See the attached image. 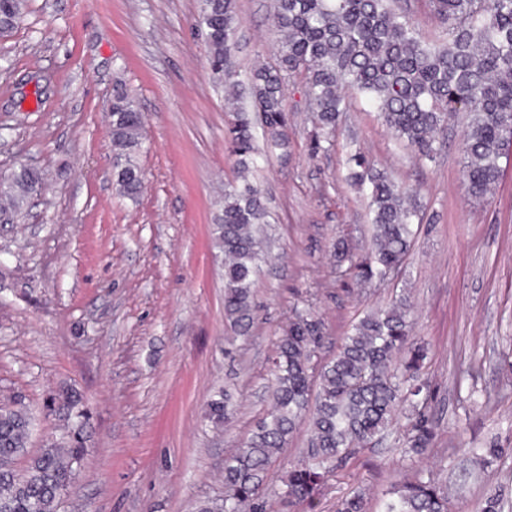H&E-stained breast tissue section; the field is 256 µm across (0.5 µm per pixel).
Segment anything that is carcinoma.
Returning a JSON list of instances; mask_svg holds the SVG:
<instances>
[{"mask_svg": "<svg viewBox=\"0 0 512 512\" xmlns=\"http://www.w3.org/2000/svg\"><path fill=\"white\" fill-rule=\"evenodd\" d=\"M393 0H276L272 17L279 35L276 65L253 69L248 94L259 112L267 140L288 145L284 84L305 81L315 112V148L334 137L345 90L366 97L386 127L420 156L432 158L448 118L463 111L469 122L463 140V177L469 195L486 199L501 176L499 159L512 144V0H426L445 28L442 44H424ZM26 0H0V35L15 29ZM240 23L236 0H202L198 19L209 49L208 64L218 80L234 83V36ZM228 101L234 119L228 129L238 181L224 187V205L214 225L216 247L224 254V318L246 336L255 324L254 277L269 258L262 193L249 180L256 163L251 120ZM112 147L124 163L115 171L119 191L135 197L143 173L134 160L143 140L141 113L120 94L112 100ZM349 178L367 189L372 212V256L352 261L343 241L334 244L336 268L366 282L399 267L409 252L417 208L410 190L394 182L365 156L355 154ZM43 183L26 166L0 182V196L12 207ZM416 310L409 298L366 312L351 324L336 354L318 353L325 324L310 310L295 311L276 341L271 407L249 438L224 461V499L200 512H265L262 491L271 465L303 422L310 429L305 457L283 477V507L315 512L329 475L390 426L399 403L418 397L427 348L412 336ZM427 401L410 404L408 452L431 447L434 428ZM67 430L47 440L22 472L15 461L27 454L31 417L18 402L0 404V512H57L58 502L84 455L88 413L80 396L50 400ZM233 413L230 395L220 390L208 401L204 419L220 425ZM336 512H369L361 490L341 499ZM383 512H448V493L433 477L416 475L390 492Z\"/></svg>", "mask_w": 512, "mask_h": 512, "instance_id": "1", "label": "carcinoma"}]
</instances>
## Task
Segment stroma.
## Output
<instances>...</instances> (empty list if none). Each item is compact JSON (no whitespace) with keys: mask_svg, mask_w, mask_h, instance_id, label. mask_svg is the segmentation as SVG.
<instances>
[{"mask_svg":"<svg viewBox=\"0 0 512 512\" xmlns=\"http://www.w3.org/2000/svg\"><path fill=\"white\" fill-rule=\"evenodd\" d=\"M236 65L274 62L272 0H237ZM198 0H27L0 39V174L26 163L44 172L41 195L0 223V401L33 416L36 454L61 423L47 404L73 390L89 414L88 441L58 512H197L224 496V460L269 405L277 336L294 307L315 311L332 356L351 323L408 294L413 334L436 424L422 458L400 453L408 411L384 439L329 478L316 512L365 490L371 512L396 484L433 472L449 512H477L493 492L512 512V155L485 201L462 176L464 123L451 120L434 159L397 142L363 97H348L333 147L314 150V114L302 77L285 86L288 151L252 179L262 188L275 247L254 290L250 337L224 320L223 257L212 226L236 178L225 91L207 64ZM42 97H35L36 86ZM145 117L136 198L113 181L109 109L116 93ZM364 154L413 189L423 223L401 269L358 286L336 272L333 244L370 251L369 200L350 185ZM228 386L237 413L226 430L203 420ZM300 427L267 474V512H285L281 476L297 461ZM498 445L480 469L479 449Z\"/></svg>","mask_w":512,"mask_h":512,"instance_id":"stroma-1","label":"stroma"}]
</instances>
